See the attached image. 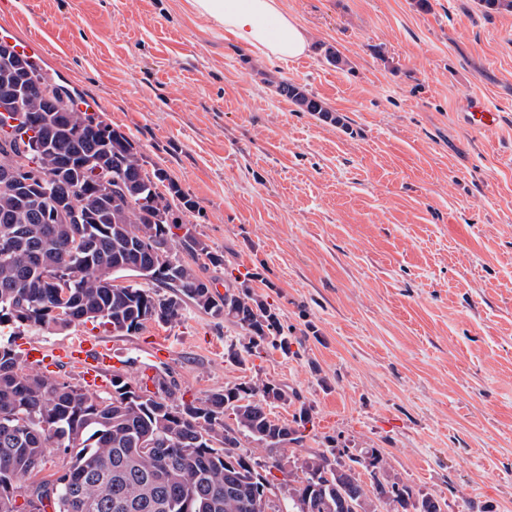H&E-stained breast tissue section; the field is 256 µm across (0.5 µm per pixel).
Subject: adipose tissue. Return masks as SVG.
<instances>
[{"instance_id":"1","label":"adipose tissue","mask_w":512,"mask_h":512,"mask_svg":"<svg viewBox=\"0 0 512 512\" xmlns=\"http://www.w3.org/2000/svg\"><path fill=\"white\" fill-rule=\"evenodd\" d=\"M200 19L231 33L256 55L282 62L306 54L305 31L288 18L280 0H188Z\"/></svg>"}]
</instances>
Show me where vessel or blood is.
<instances>
[{"label":"vessel or blood","mask_w":512,"mask_h":512,"mask_svg":"<svg viewBox=\"0 0 512 512\" xmlns=\"http://www.w3.org/2000/svg\"><path fill=\"white\" fill-rule=\"evenodd\" d=\"M461 119L470 127L489 126L498 122L499 115L489 109L481 99L474 98L467 103ZM27 358L35 363L53 364L62 361L70 364L92 389L104 386L118 367V360L111 346L82 335L53 350L37 342L31 343L27 349Z\"/></svg>","instance_id":"1"}]
</instances>
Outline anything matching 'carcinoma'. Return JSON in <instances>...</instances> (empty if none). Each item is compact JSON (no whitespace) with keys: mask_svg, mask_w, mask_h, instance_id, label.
<instances>
[{"mask_svg":"<svg viewBox=\"0 0 512 512\" xmlns=\"http://www.w3.org/2000/svg\"><path fill=\"white\" fill-rule=\"evenodd\" d=\"M25 64L32 87L20 105L37 124L26 119L7 134L0 114V171L27 168L53 194L73 189L81 222L51 223L47 205L0 186V240L13 244L9 259L0 260V329L10 328L0 343V512H29L31 502L18 503L17 480L40 472L52 453L61 462L57 476L27 486L39 512H125L117 507L125 498L137 504L130 512H300V502L306 512H377L379 504L384 512H446L448 503L435 495L381 480L384 463L374 451L354 455L330 436L321 448L305 447L311 407L301 405L289 422L271 417L267 396L280 400L285 390L270 380L251 379L186 402L159 378L156 391L139 395L115 375L112 390L90 394L25 369L15 343L20 328L96 322L128 333L150 320L176 323L188 303L234 320L248 337L247 354L266 343L291 353L275 309L246 282L220 295L197 273L200 259L220 266L224 256L183 222L180 213L196 203L163 169L146 174L128 137L79 110L64 86ZM279 92L340 123L304 88L283 82ZM174 242L189 261L160 262L148 252H170ZM57 270L67 287L50 277ZM118 273L134 280L117 285ZM245 439L270 452L288 445L304 450L284 480L287 505H279L282 499L256 471L262 464L271 473L277 459L259 462Z\"/></svg>","mask_w":512,"mask_h":512,"instance_id":"obj_1","label":"carcinoma"}]
</instances>
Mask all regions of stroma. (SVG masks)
<instances>
[{
    "label": "stroma",
    "instance_id": "1",
    "mask_svg": "<svg viewBox=\"0 0 512 512\" xmlns=\"http://www.w3.org/2000/svg\"><path fill=\"white\" fill-rule=\"evenodd\" d=\"M308 52L281 63L188 0H0V39L126 135L196 201L223 292L251 272L294 352L236 362L242 328L186 306L135 332H22L110 343L132 384L194 399L250 378L312 407L308 446L373 449L389 480L448 512H512V11L479 0H281ZM342 58L334 64L326 50ZM322 100L340 124L278 86ZM500 112L475 130L473 96ZM171 353L154 358L155 337ZM279 92L306 112H317L330 122L340 123V118L334 116L332 111L325 106L324 102L310 96L303 87L290 82H283L279 85Z\"/></svg>",
    "mask_w": 512,
    "mask_h": 512
}]
</instances>
